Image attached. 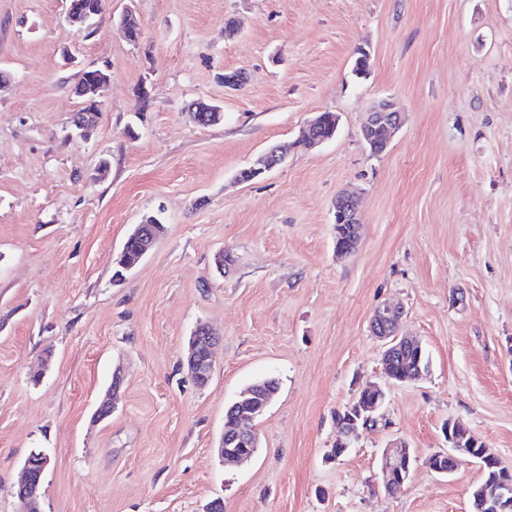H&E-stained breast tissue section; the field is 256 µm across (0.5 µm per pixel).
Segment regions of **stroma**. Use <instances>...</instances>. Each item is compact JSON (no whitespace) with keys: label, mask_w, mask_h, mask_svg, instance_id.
I'll return each instance as SVG.
<instances>
[{"label":"stroma","mask_w":512,"mask_h":512,"mask_svg":"<svg viewBox=\"0 0 512 512\" xmlns=\"http://www.w3.org/2000/svg\"><path fill=\"white\" fill-rule=\"evenodd\" d=\"M103 65L83 137L73 87ZM0 70V512H24L15 484L39 451L41 512H469L478 463L425 464L449 421L512 465V0H102L81 31L64 0H0ZM384 99L401 127L375 155L360 123ZM197 101L223 120L189 121ZM324 111L332 141L236 182ZM344 189L362 235L340 258ZM152 215L163 234L116 278ZM386 302L429 356L419 380L385 381L370 319ZM200 323L221 335L203 387L185 361ZM264 377L279 389L258 450L224 464V410ZM373 383L375 423L337 454L336 411ZM399 439L417 462L390 495L380 465ZM141 228L142 226H140L137 237L140 239V253L141 256H143L150 248L152 242L151 237L145 236V232H141ZM138 246L139 245L137 239L133 238L132 233H130L123 245V248L116 257L115 264L117 272H123V266H127L124 267V269L126 270L130 269L129 267H132L133 269L140 262L142 257L140 256V253L137 251Z\"/></svg>","instance_id":"1"}]
</instances>
